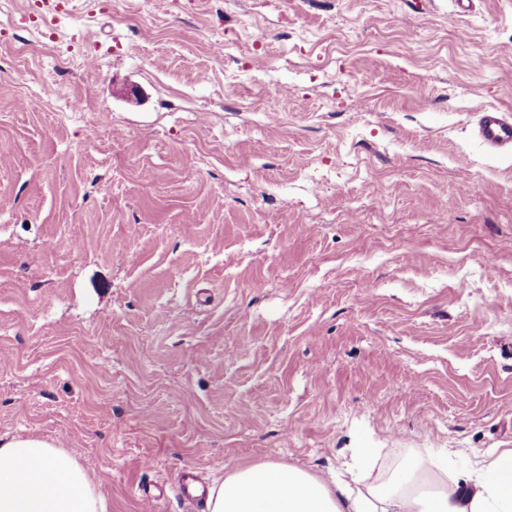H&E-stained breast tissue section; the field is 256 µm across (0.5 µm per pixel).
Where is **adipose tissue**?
<instances>
[{
    "instance_id": "ef3b65f1",
    "label": "adipose tissue",
    "mask_w": 512,
    "mask_h": 512,
    "mask_svg": "<svg viewBox=\"0 0 512 512\" xmlns=\"http://www.w3.org/2000/svg\"><path fill=\"white\" fill-rule=\"evenodd\" d=\"M374 452L359 449L335 481L277 461L228 472L208 494V512H512V448L471 471L448 457L409 464L386 482L365 481ZM87 471L37 436L0 440V512H107Z\"/></svg>"
}]
</instances>
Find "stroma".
I'll return each instance as SVG.
<instances>
[{
	"mask_svg": "<svg viewBox=\"0 0 512 512\" xmlns=\"http://www.w3.org/2000/svg\"><path fill=\"white\" fill-rule=\"evenodd\" d=\"M11 13L1 439L54 440L109 512H205L187 468L512 448V154L472 132L512 111V0Z\"/></svg>",
	"mask_w": 512,
	"mask_h": 512,
	"instance_id": "stroma-1",
	"label": "stroma"
}]
</instances>
